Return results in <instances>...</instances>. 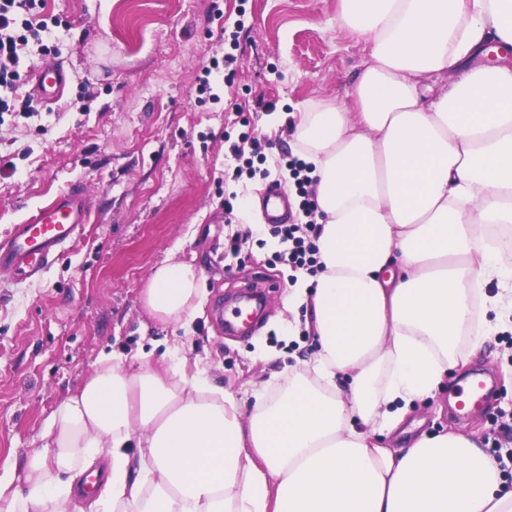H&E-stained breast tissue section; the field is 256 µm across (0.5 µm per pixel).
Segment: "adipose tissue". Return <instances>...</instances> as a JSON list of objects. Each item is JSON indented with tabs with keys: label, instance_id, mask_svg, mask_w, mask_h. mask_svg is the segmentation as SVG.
<instances>
[{
	"label": "adipose tissue",
	"instance_id": "ef3b65f1",
	"mask_svg": "<svg viewBox=\"0 0 512 512\" xmlns=\"http://www.w3.org/2000/svg\"><path fill=\"white\" fill-rule=\"evenodd\" d=\"M371 62L350 105L306 101L293 138L314 186L322 272H298L317 351L250 415L179 347L171 368L107 356L46 422L43 449L0 475V512H76L79 477L108 473L89 512H512L500 462L470 434L379 445L477 348L512 327V68L462 63L512 46V0H341ZM456 74L436 98L423 76ZM156 320L191 323L197 267L159 266Z\"/></svg>",
	"mask_w": 512,
	"mask_h": 512
}]
</instances>
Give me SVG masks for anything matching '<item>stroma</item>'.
Returning a JSON list of instances; mask_svg holds the SVG:
<instances>
[{
    "mask_svg": "<svg viewBox=\"0 0 512 512\" xmlns=\"http://www.w3.org/2000/svg\"><path fill=\"white\" fill-rule=\"evenodd\" d=\"M340 0H43L34 12L72 67L63 97L0 124V238L80 182L98 199L78 246L38 281L0 275V461L41 449L46 420L77 392L100 357L160 361L179 345L206 358L212 383L242 394L249 381L285 384L316 347L307 309L284 301L294 271L271 264L280 244L257 224L269 183L296 189L280 169L293 152L294 105L348 102L370 45L339 22ZM218 72H211V65ZM211 92H200L201 78ZM287 120L269 126L271 115ZM266 142L264 174L236 175L230 146L243 130ZM233 198L234 212L224 211ZM249 233L251 259L225 248ZM194 263L204 313L190 327L162 324L142 291L163 262ZM263 271L275 287L250 338L230 335L213 314ZM512 336L471 356L469 371L495 381L487 408L465 417L449 404L462 375L408 416L422 430L476 431L486 451L512 455Z\"/></svg>",
    "mask_w": 512,
    "mask_h": 512,
    "instance_id": "stroma-1",
    "label": "stroma"
}]
</instances>
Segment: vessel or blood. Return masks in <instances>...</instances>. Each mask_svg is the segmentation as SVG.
Returning <instances> with one entry per match:
<instances>
[{"label":"vessel or blood","instance_id":"obj_1","mask_svg":"<svg viewBox=\"0 0 512 512\" xmlns=\"http://www.w3.org/2000/svg\"><path fill=\"white\" fill-rule=\"evenodd\" d=\"M70 62L57 55L35 69L31 75L37 96L45 103L62 96ZM263 204L272 224L288 221L291 203L277 185H269ZM94 208L92 196L79 183H71L54 199L39 207L24 223L14 225L9 235L0 239V273L13 280H35L71 248L83 235ZM459 406H487L492 393L483 380L470 379L458 389Z\"/></svg>","mask_w":512,"mask_h":512}]
</instances>
